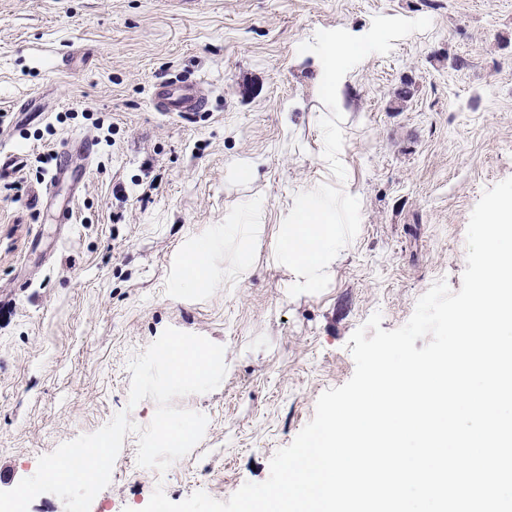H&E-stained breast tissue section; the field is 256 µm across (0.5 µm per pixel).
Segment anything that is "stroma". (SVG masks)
Wrapping results in <instances>:
<instances>
[{"label": "stroma", "instance_id": "obj_1", "mask_svg": "<svg viewBox=\"0 0 512 512\" xmlns=\"http://www.w3.org/2000/svg\"><path fill=\"white\" fill-rule=\"evenodd\" d=\"M329 38L346 49L331 77ZM174 75L201 80L207 111H154L151 84ZM2 113L18 165L0 180V491L118 412L147 426L129 363L172 327L225 348L221 385L173 401L205 433L163 474L127 434L90 512H140L158 486L225 501L352 377L372 313L393 330L438 279L460 290L470 214L512 177V0H0ZM96 135L83 182L36 202L42 154ZM314 190L339 242L311 285L277 245ZM217 224L243 228L222 286L178 292Z\"/></svg>", "mask_w": 512, "mask_h": 512}]
</instances>
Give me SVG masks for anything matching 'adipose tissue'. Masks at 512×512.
Here are the masks:
<instances>
[{
	"instance_id": "1",
	"label": "adipose tissue",
	"mask_w": 512,
	"mask_h": 512,
	"mask_svg": "<svg viewBox=\"0 0 512 512\" xmlns=\"http://www.w3.org/2000/svg\"><path fill=\"white\" fill-rule=\"evenodd\" d=\"M310 203L295 224L289 225L278 245L279 254L296 271H312L335 261L338 227L326 223L327 200L310 192ZM223 245L222 238L208 235L193 243L179 265L176 288L184 294L210 291L218 287L215 259Z\"/></svg>"
}]
</instances>
